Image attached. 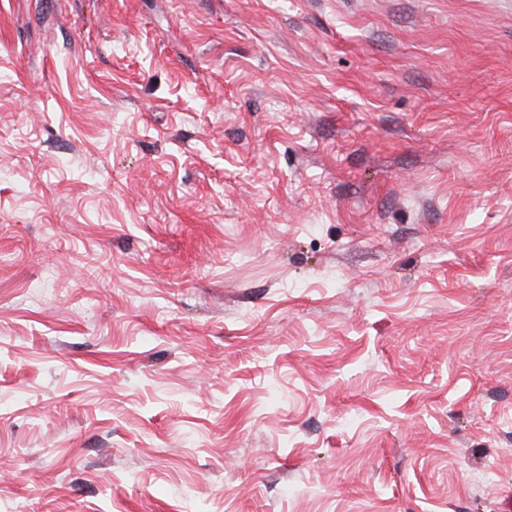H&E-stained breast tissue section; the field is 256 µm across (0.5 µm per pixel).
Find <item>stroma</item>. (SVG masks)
Returning <instances> with one entry per match:
<instances>
[{
	"label": "stroma",
	"mask_w": 512,
	"mask_h": 512,
	"mask_svg": "<svg viewBox=\"0 0 512 512\" xmlns=\"http://www.w3.org/2000/svg\"><path fill=\"white\" fill-rule=\"evenodd\" d=\"M512 0H0V512H500Z\"/></svg>",
	"instance_id": "obj_1"
}]
</instances>
